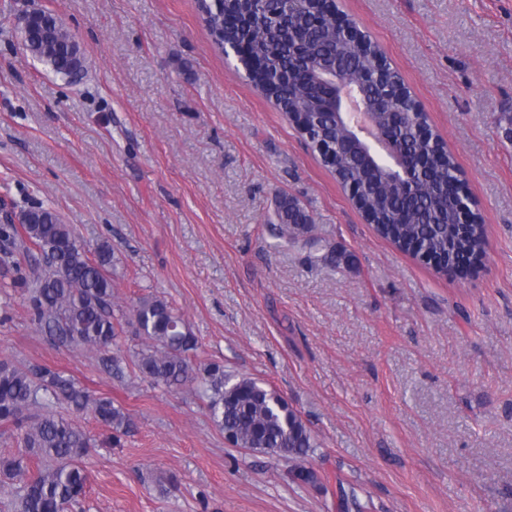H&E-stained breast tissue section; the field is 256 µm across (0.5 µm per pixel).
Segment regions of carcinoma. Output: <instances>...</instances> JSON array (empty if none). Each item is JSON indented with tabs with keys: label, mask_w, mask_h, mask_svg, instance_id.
I'll use <instances>...</instances> for the list:
<instances>
[{
	"label": "carcinoma",
	"mask_w": 512,
	"mask_h": 512,
	"mask_svg": "<svg viewBox=\"0 0 512 512\" xmlns=\"http://www.w3.org/2000/svg\"><path fill=\"white\" fill-rule=\"evenodd\" d=\"M284 7L280 0H230L223 9L201 2L216 43L248 42V61L265 66L263 72L251 70V82L295 113L312 143L334 153L344 144L343 131L325 108L328 90L315 81L333 51L380 121L386 112L403 113L398 143L422 151L429 163V174L415 175L410 193L378 169L360 162L342 167L325 152L321 157L344 187L359 194V208L381 237L402 251L443 261L441 271L447 273L459 261L484 252L485 233L460 224L462 200L448 193V179L458 171L453 156L438 145L416 143L412 127L421 123L422 113L409 95L395 93L398 73L376 56L359 53L354 36L324 18L336 13L335 0H305L284 24L268 16L270 11L282 14ZM23 48L68 84L84 72L78 42L51 12L38 16ZM23 216V224H0V272L10 278V287L22 291L38 331L55 344L95 353L110 373L126 360L112 347L130 327L141 340L132 355L141 377L157 386L196 384L214 423L235 447L290 461L314 452L311 430L275 391L254 379L226 374L218 363L193 373L190 354L198 350V341L168 301L141 298L126 319L116 317L108 243L87 247L73 225L49 206H32ZM275 220L273 234L291 244L311 223L294 198L279 201ZM54 405L89 412L117 433L131 427L128 413L74 377L49 366L1 361L0 422L22 431V451L0 457V484L16 489L14 512H68L86 494L90 475L84 458L90 437L68 415L53 411Z\"/></svg>",
	"instance_id": "carcinoma-1"
}]
</instances>
